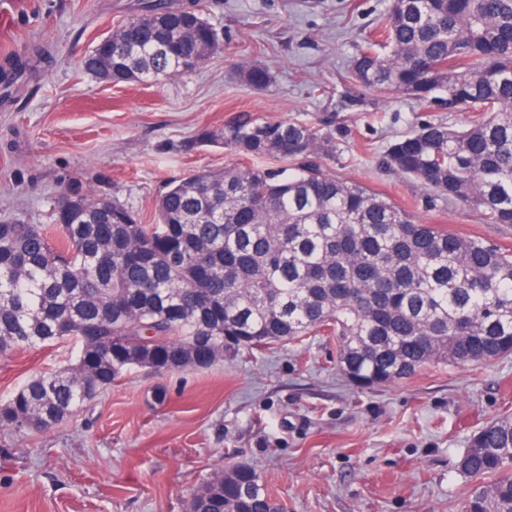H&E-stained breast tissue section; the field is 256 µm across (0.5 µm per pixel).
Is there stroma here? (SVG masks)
I'll use <instances>...</instances> for the list:
<instances>
[{"label":"stroma","instance_id":"35a3bbf8","mask_svg":"<svg viewBox=\"0 0 512 512\" xmlns=\"http://www.w3.org/2000/svg\"><path fill=\"white\" fill-rule=\"evenodd\" d=\"M133 2L0 0V59L33 44L49 52L0 104V218L50 223L60 192L77 183L153 223L168 183L237 162L184 143L246 112L334 130L329 173L421 223L512 251V226L379 165L421 124L469 119L350 81L355 47L380 28L389 0H202L221 54L160 87L100 82L81 60ZM246 61L269 70L267 89L236 77ZM336 359L335 339L318 335L204 370L135 368L51 428L0 427V512H186L215 470L241 464L285 512H462L471 483L457 461L475 430L512 414V356L435 361L364 392ZM73 360L64 344L0 356V402Z\"/></svg>","mask_w":512,"mask_h":512}]
</instances>
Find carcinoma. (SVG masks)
<instances>
[{
  "label": "carcinoma",
  "mask_w": 512,
  "mask_h": 512,
  "mask_svg": "<svg viewBox=\"0 0 512 512\" xmlns=\"http://www.w3.org/2000/svg\"><path fill=\"white\" fill-rule=\"evenodd\" d=\"M222 51L203 10L136 0L83 60L112 82L160 86ZM44 57L33 45L0 64V100ZM238 77L262 90L255 62ZM349 79L429 107L472 112L462 127L426 123L393 141L381 166L490 224L512 225V0H390L381 39L357 46ZM217 145L240 159L293 162L275 173L246 165L170 183L156 222L73 187L50 224L0 221V348L72 342L74 362L30 379L0 403V426L47 429L158 349L169 370L206 369L324 333L338 364L365 390L433 361L512 355V252L420 224L380 195L320 164L336 134L242 114L184 146ZM459 473L474 482L464 512H512V415L468 439ZM283 512L257 470H219L189 512Z\"/></svg>",
  "instance_id": "carcinoma-1"
}]
</instances>
